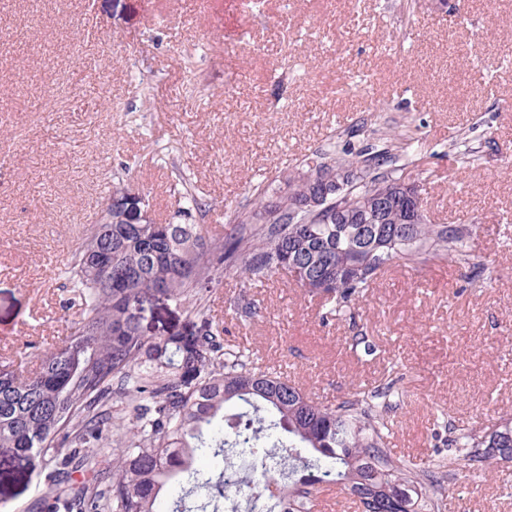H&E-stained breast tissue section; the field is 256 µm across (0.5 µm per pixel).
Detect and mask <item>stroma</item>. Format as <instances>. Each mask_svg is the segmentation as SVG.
Here are the masks:
<instances>
[{"label":"stroma","mask_w":512,"mask_h":512,"mask_svg":"<svg viewBox=\"0 0 512 512\" xmlns=\"http://www.w3.org/2000/svg\"><path fill=\"white\" fill-rule=\"evenodd\" d=\"M404 132L428 215L471 228L482 274L396 263L329 322L284 274L230 278L210 310L316 401L392 381L386 446L421 466L447 422L512 413V0H0V366L35 373L70 335L68 265L117 183L154 222L217 234L253 185ZM47 473L0 458V512H31ZM442 495L512 512V466L456 471Z\"/></svg>","instance_id":"stroma-1"}]
</instances>
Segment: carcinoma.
Wrapping results in <instances>:
<instances>
[{
	"instance_id": "cac0c4a2",
	"label": "carcinoma",
	"mask_w": 512,
	"mask_h": 512,
	"mask_svg": "<svg viewBox=\"0 0 512 512\" xmlns=\"http://www.w3.org/2000/svg\"><path fill=\"white\" fill-rule=\"evenodd\" d=\"M358 170L362 181L345 189L352 214L327 223L336 194L311 181V164ZM404 165L386 148L357 153L324 150L282 176L283 193L265 199L254 188L251 207L234 212L224 234L201 224H156L117 201L72 255L70 273L82 302L81 319L61 345L46 353L40 371L21 376L0 366V457L35 456L54 464V503L67 512H188L180 492L190 483L200 495L225 496V444L281 448L292 471L315 474L299 503L302 512L319 486H337L361 512H442V479L460 460L474 466L512 464V417L479 430L453 428L448 446L427 465L392 458L386 397L390 385L354 392L319 405L275 370L256 372L249 353L224 339L209 314V298L223 279L262 280L288 267L305 279H330L325 315L337 316L365 297L388 264L421 265L448 257L474 268L469 231L462 225L409 224ZM398 197L382 224H367L381 196ZM318 197L314 209L308 200ZM152 293L193 316L189 335L146 334L144 305ZM135 411L112 470H97V449L121 428L112 395ZM92 478L79 485L71 474Z\"/></svg>"
}]
</instances>
